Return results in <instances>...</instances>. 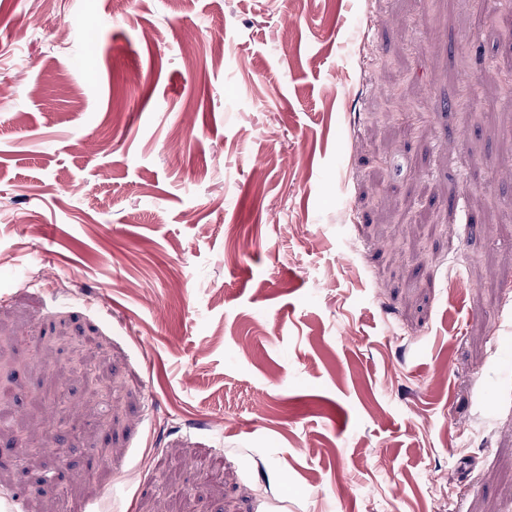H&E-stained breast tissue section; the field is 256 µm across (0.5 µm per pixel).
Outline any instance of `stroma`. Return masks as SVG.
I'll return each mask as SVG.
<instances>
[{
	"label": "stroma",
	"instance_id": "stroma-1",
	"mask_svg": "<svg viewBox=\"0 0 512 512\" xmlns=\"http://www.w3.org/2000/svg\"><path fill=\"white\" fill-rule=\"evenodd\" d=\"M511 52L500 0H0V512H512Z\"/></svg>",
	"mask_w": 512,
	"mask_h": 512
}]
</instances>
